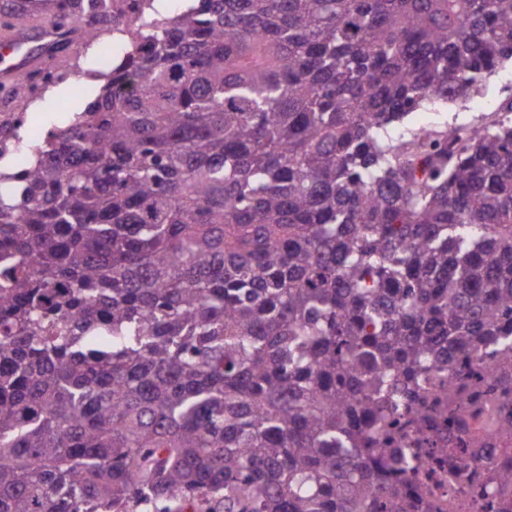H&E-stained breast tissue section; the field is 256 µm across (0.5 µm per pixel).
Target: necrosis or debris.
<instances>
[{
  "label": "necrosis or debris",
  "instance_id": "obj_1",
  "mask_svg": "<svg viewBox=\"0 0 512 512\" xmlns=\"http://www.w3.org/2000/svg\"><path fill=\"white\" fill-rule=\"evenodd\" d=\"M23 112L0 113V159L17 171L33 155L24 140ZM458 409L454 418L442 415L440 395H431L413 433L411 447L421 448L422 463L408 480L409 491L396 512H512V487L499 486L497 477L512 471V435L501 428L512 420V352L492 360L480 380L466 384L447 375Z\"/></svg>",
  "mask_w": 512,
  "mask_h": 512
}]
</instances>
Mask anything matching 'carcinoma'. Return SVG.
<instances>
[{
    "label": "carcinoma",
    "instance_id": "1",
    "mask_svg": "<svg viewBox=\"0 0 512 512\" xmlns=\"http://www.w3.org/2000/svg\"><path fill=\"white\" fill-rule=\"evenodd\" d=\"M131 48L0 172V512H393L512 351V0H60ZM504 90L503 87L489 89L484 92L485 98L471 97L467 101L457 102H438L419 109L412 113L403 125H398L394 129V135H398L406 127L415 125H436V126H460L473 125L498 118L502 108L508 101L507 96L498 97ZM494 94L495 96H488Z\"/></svg>",
    "mask_w": 512,
    "mask_h": 512
}]
</instances>
